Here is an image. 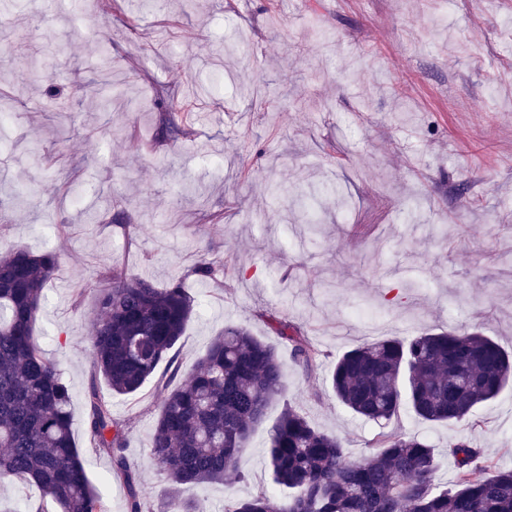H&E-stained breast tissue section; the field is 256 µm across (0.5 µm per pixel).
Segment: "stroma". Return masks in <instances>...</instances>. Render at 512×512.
<instances>
[{"label": "stroma", "mask_w": 512, "mask_h": 512, "mask_svg": "<svg viewBox=\"0 0 512 512\" xmlns=\"http://www.w3.org/2000/svg\"><path fill=\"white\" fill-rule=\"evenodd\" d=\"M0 98V253L56 250L35 334L71 393L72 431L110 512L127 492L87 431L91 303L113 269L183 281L197 313L176 348L181 375L225 327L280 352L285 320L330 357L372 339L456 329L512 349V0H5ZM125 97L99 104L100 52ZM186 121L159 139L158 98ZM314 195L317 222L296 200ZM216 278L196 276L200 260ZM284 403L348 456L381 430L425 439L437 489L449 443L512 467V388L472 420L387 425L340 405L326 370L286 363ZM163 392L112 399L125 454L155 512L167 482L149 458ZM253 432L224 482L188 486L204 512L259 490L289 495Z\"/></svg>", "instance_id": "1"}]
</instances>
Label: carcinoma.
Masks as SVG:
<instances>
[{
	"instance_id": "obj_1",
	"label": "carcinoma",
	"mask_w": 512,
	"mask_h": 512,
	"mask_svg": "<svg viewBox=\"0 0 512 512\" xmlns=\"http://www.w3.org/2000/svg\"><path fill=\"white\" fill-rule=\"evenodd\" d=\"M101 92L125 95L124 82L105 68ZM58 264L56 252L15 248L0 255V480L23 479L42 492L40 512H108L92 485L71 428V395L57 364L44 355L35 320ZM91 348L95 374L112 394L134 395L154 379L166 395L150 442V459L168 482L173 512H203L180 498L187 485L222 483L268 405L287 382L276 347L249 329L230 326L214 338L191 374L176 381L175 348L195 314L178 281L112 270L93 302ZM290 358L311 377L326 353L294 325L276 322ZM512 382V354L479 333H426L358 345L330 372L336 399L375 423L409 410L428 423L460 422ZM93 451L111 459L127 490L128 512H153L139 474L123 454L125 434L97 384L88 391ZM268 463L276 483L292 490L276 499L264 491L230 499L224 512H512V469H500L469 441L448 445L452 487L438 491L434 448L402 432H380L371 451L345 456L336 436L286 405L269 427ZM493 474H488V471Z\"/></svg>"
}]
</instances>
